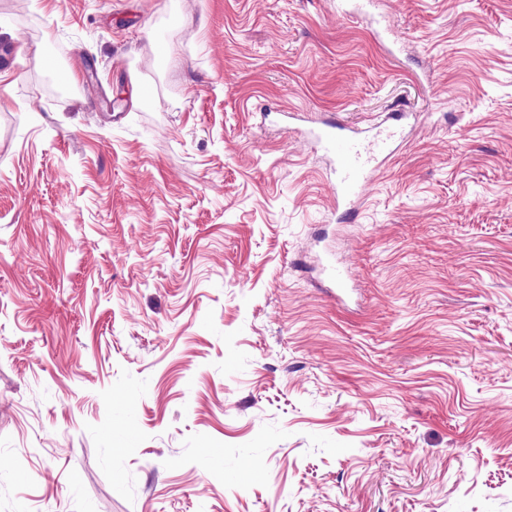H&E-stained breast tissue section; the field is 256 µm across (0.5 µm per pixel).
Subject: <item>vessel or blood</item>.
<instances>
[{"instance_id": "vessel-or-blood-1", "label": "vessel or blood", "mask_w": 512, "mask_h": 512, "mask_svg": "<svg viewBox=\"0 0 512 512\" xmlns=\"http://www.w3.org/2000/svg\"><path fill=\"white\" fill-rule=\"evenodd\" d=\"M403 117V112L391 113L390 125L373 126L370 135L365 137L360 136L358 129L332 115L311 129L310 135L320 150L336 158L333 174L337 207L348 213L355 212L359 185L392 153L396 125Z\"/></svg>"}]
</instances>
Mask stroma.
I'll use <instances>...</instances> for the list:
<instances>
[{
	"instance_id": "1",
	"label": "stroma",
	"mask_w": 512,
	"mask_h": 512,
	"mask_svg": "<svg viewBox=\"0 0 512 512\" xmlns=\"http://www.w3.org/2000/svg\"><path fill=\"white\" fill-rule=\"evenodd\" d=\"M1 45L0 512H512V0H0ZM291 110L405 111L355 214Z\"/></svg>"
}]
</instances>
